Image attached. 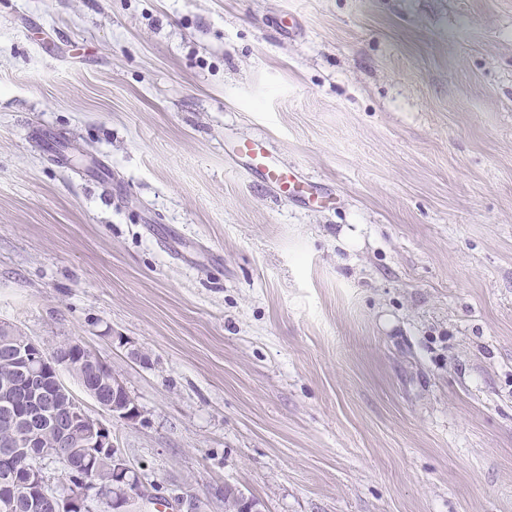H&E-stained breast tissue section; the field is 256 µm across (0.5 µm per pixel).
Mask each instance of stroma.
<instances>
[{
  "label": "stroma",
  "instance_id": "obj_1",
  "mask_svg": "<svg viewBox=\"0 0 512 512\" xmlns=\"http://www.w3.org/2000/svg\"><path fill=\"white\" fill-rule=\"evenodd\" d=\"M3 323L124 381L129 512H512V0H0ZM234 155L246 159L249 170L258 173L281 196L301 201L310 182L298 175L282 160L275 157L267 144L260 139L239 141Z\"/></svg>",
  "mask_w": 512,
  "mask_h": 512
}]
</instances>
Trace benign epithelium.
Here are the masks:
<instances>
[{
	"instance_id": "obj_1",
	"label": "benign epithelium",
	"mask_w": 512,
	"mask_h": 512,
	"mask_svg": "<svg viewBox=\"0 0 512 512\" xmlns=\"http://www.w3.org/2000/svg\"><path fill=\"white\" fill-rule=\"evenodd\" d=\"M72 345L80 353L75 361L63 364L54 352L25 336L12 346L9 355L0 360V364L18 382L25 403V413L16 421L15 447L38 448L39 455L51 456L53 449L71 445L74 431L78 430L82 436V447L92 455L98 451H112V476L125 477L132 472V468L112 442L111 431L81 408L68 405L67 388L62 383L61 371L67 370L83 378L87 367L97 366L87 347L77 341ZM93 397L115 420L132 423L140 415L137 403L117 376L112 377L109 390L95 393ZM46 435L53 438L51 449L43 445ZM25 474L21 488L28 494L39 491L50 500L53 512H78L90 493V484L87 483L72 493L49 494L39 467L30 465L26 467ZM134 498L135 495L125 488L113 489L110 500L112 512H126Z\"/></svg>"
}]
</instances>
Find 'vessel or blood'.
I'll return each mask as SVG.
<instances>
[{
  "instance_id": "1",
  "label": "vessel or blood",
  "mask_w": 512,
  "mask_h": 512,
  "mask_svg": "<svg viewBox=\"0 0 512 512\" xmlns=\"http://www.w3.org/2000/svg\"><path fill=\"white\" fill-rule=\"evenodd\" d=\"M235 154L245 159L248 169L258 173L281 196L299 201L310 187L309 181L275 157L263 140L239 141Z\"/></svg>"
}]
</instances>
